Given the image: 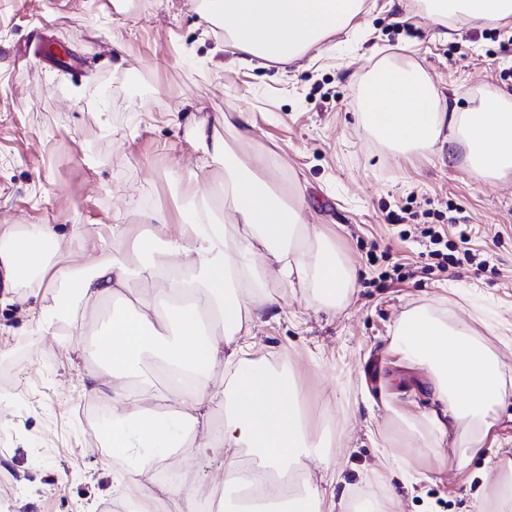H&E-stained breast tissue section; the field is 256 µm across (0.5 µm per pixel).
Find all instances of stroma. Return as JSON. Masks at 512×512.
<instances>
[{
	"mask_svg": "<svg viewBox=\"0 0 512 512\" xmlns=\"http://www.w3.org/2000/svg\"><path fill=\"white\" fill-rule=\"evenodd\" d=\"M353 25L362 40L309 52L281 72L207 65L216 38L199 22L197 0H0V232L56 224L61 258L98 250L83 228L124 224L132 250L152 245L142 215L176 209L189 174L209 191L219 167L202 168L188 135L218 113H253L263 151L296 179L309 223L324 225L357 271L347 306H307L303 289L270 284L288 314L261 318L254 360L288 365L313 440H329L330 464L305 459L306 491L354 501L386 479L375 512H475L493 494L487 449L512 453V397L499 410L485 452L458 466V440L443 462L391 471L381 448L395 412L431 410L425 370L389 350L397 321L416 307L467 322L512 371V176L489 179L464 162L466 149L397 155L367 133L352 71L420 68L435 94L512 95V22L450 20L434 25L419 0H366ZM405 216L391 226L388 214ZM442 230L458 274L423 253L416 225ZM470 225L461 243L460 225ZM401 264L399 276L385 270ZM27 289L0 305V503L10 512H88L112 497L106 450L110 417L88 418L94 400L79 390L90 353L67 337L39 341ZM190 494L222 488L221 456L175 457Z\"/></svg>",
	"mask_w": 512,
	"mask_h": 512,
	"instance_id": "1",
	"label": "stroma"
}]
</instances>
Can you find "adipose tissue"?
I'll list each match as a JSON object with an SVG mask.
<instances>
[{
    "mask_svg": "<svg viewBox=\"0 0 512 512\" xmlns=\"http://www.w3.org/2000/svg\"><path fill=\"white\" fill-rule=\"evenodd\" d=\"M435 24L461 20L499 22L512 18V0H422ZM365 9V0H199L206 26L220 29V46L231 63L255 61L294 67L309 52L329 51L328 41L349 27ZM363 81L364 128L396 153L426 152L439 141H464L470 168L501 177L512 172V103L488 95L467 108L441 102L423 71L385 70ZM251 113L217 118L190 131V142L207 162L224 169L229 199L217 212L213 196L197 190L186 195L180 224L156 208L146 214L156 254L134 262L128 228L109 225L107 233L89 229L99 256L77 265L58 256L59 233L51 224L21 225L0 233V282L8 288L38 292L56 289L50 303L32 310L39 337L55 335L69 322L80 349L84 325L77 310L121 300L130 279L152 283L137 302L122 303L94 336V365L82 385L83 395L112 409L108 446L112 488L129 498V470L142 473L181 451L196 457L222 455L223 512H321L316 493H294L289 484L248 476L243 452L261 463L263 473H289L308 455L309 431L291 372L247 357L255 321L277 300L274 281L299 286L310 305L341 309L356 282V271L335 240L319 225L307 223L299 188H287L274 174L275 158H244L239 146L253 141ZM390 349L427 371L439 411L411 417L396 413V437L413 431L422 445L398 446L391 454L397 467L441 460L448 434L461 435L459 462L478 454L497 409L512 391L497 355L460 319L427 308L408 311L399 321ZM225 371L224 385L212 387L215 367ZM224 411V429L211 434V417Z\"/></svg>",
    "mask_w": 512,
    "mask_h": 512,
    "instance_id": "obj_1",
    "label": "adipose tissue"
}]
</instances>
